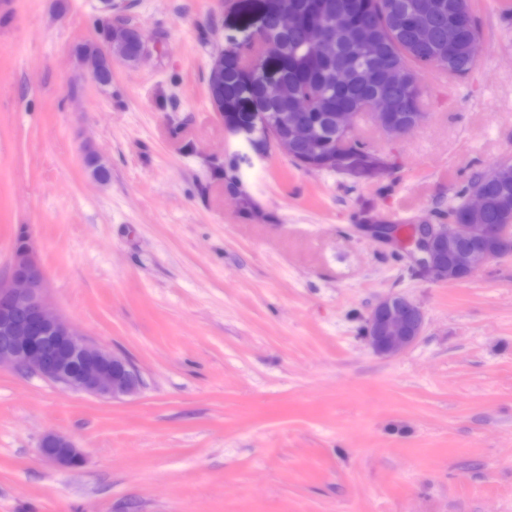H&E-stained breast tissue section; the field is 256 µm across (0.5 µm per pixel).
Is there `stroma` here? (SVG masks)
I'll return each mask as SVG.
<instances>
[{
	"label": "stroma",
	"instance_id": "35a3bbf8",
	"mask_svg": "<svg viewBox=\"0 0 512 512\" xmlns=\"http://www.w3.org/2000/svg\"><path fill=\"white\" fill-rule=\"evenodd\" d=\"M113 2L154 48L102 88L75 56L102 0H0V279L27 233L53 310L142 386L112 402L0 369V512H512V258L439 282L406 246L512 157L497 0H469L478 61L422 74L411 133L356 117L390 167L355 174L297 167L214 112L212 56L259 30L263 0ZM389 294L425 318L392 358L364 336ZM49 432L81 467L41 460Z\"/></svg>",
	"mask_w": 512,
	"mask_h": 512
}]
</instances>
